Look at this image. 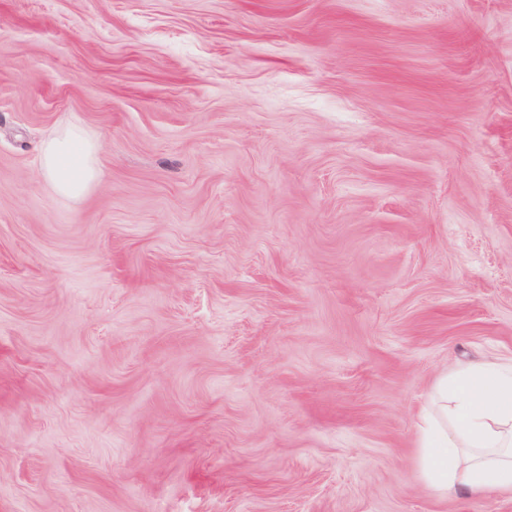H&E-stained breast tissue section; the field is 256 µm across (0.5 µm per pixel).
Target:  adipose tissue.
Returning a JSON list of instances; mask_svg holds the SVG:
<instances>
[{"mask_svg":"<svg viewBox=\"0 0 512 512\" xmlns=\"http://www.w3.org/2000/svg\"><path fill=\"white\" fill-rule=\"evenodd\" d=\"M95 145L76 125L39 150L49 187L76 198L102 178ZM432 493H512V363H479L440 379L418 434L415 473Z\"/></svg>","mask_w":512,"mask_h":512,"instance_id":"ef3b65f1","label":"adipose tissue"}]
</instances>
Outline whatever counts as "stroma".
Instances as JSON below:
<instances>
[{
	"instance_id": "obj_1",
	"label": "stroma",
	"mask_w": 512,
	"mask_h": 512,
	"mask_svg": "<svg viewBox=\"0 0 512 512\" xmlns=\"http://www.w3.org/2000/svg\"><path fill=\"white\" fill-rule=\"evenodd\" d=\"M486 360L512 0H0V512H512L412 478ZM95 145L78 125H69L39 150L44 178L58 195L77 198L102 179Z\"/></svg>"
}]
</instances>
